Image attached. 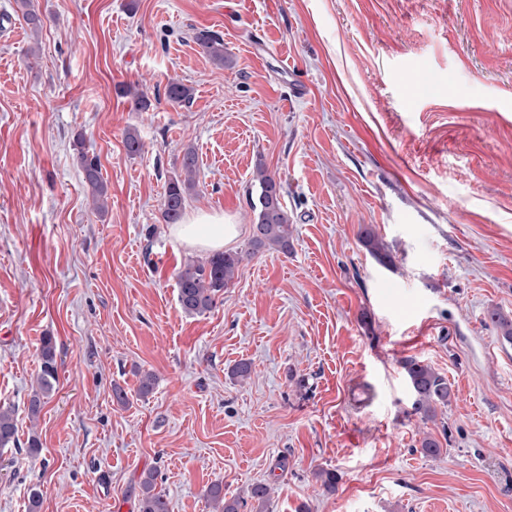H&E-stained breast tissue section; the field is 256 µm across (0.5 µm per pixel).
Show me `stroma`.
Here are the masks:
<instances>
[{
	"instance_id": "1",
	"label": "stroma",
	"mask_w": 512,
	"mask_h": 512,
	"mask_svg": "<svg viewBox=\"0 0 512 512\" xmlns=\"http://www.w3.org/2000/svg\"><path fill=\"white\" fill-rule=\"evenodd\" d=\"M32 3L36 30L0 0V406L19 439L0 449V512L34 488L40 512H137L151 470L171 512H211L214 483L269 485L268 512H512V342L490 319L512 320V0ZM173 80L189 103L166 98ZM188 147L184 212L239 224L230 250L252 236L259 163L293 230L201 316L176 284L199 254L161 213ZM46 336L58 382L34 421ZM408 358L452 386L435 419L412 411ZM196 40L199 46L214 60L224 64V40L216 32L203 30L198 33ZM75 146L76 160L83 173L84 182L88 186L93 206L98 213H102L106 208L108 188L102 177L99 158L86 151L82 139L77 138Z\"/></svg>"
}]
</instances>
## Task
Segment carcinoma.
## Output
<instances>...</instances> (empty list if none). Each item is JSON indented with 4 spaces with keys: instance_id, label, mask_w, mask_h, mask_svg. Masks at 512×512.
I'll list each match as a JSON object with an SVG mask.
<instances>
[{
    "instance_id": "obj_1",
    "label": "carcinoma",
    "mask_w": 512,
    "mask_h": 512,
    "mask_svg": "<svg viewBox=\"0 0 512 512\" xmlns=\"http://www.w3.org/2000/svg\"><path fill=\"white\" fill-rule=\"evenodd\" d=\"M196 40L208 56L220 63L226 61L224 40L218 33L203 30L198 33ZM166 93L168 99L175 103L190 99V90L176 81L168 83ZM75 146L76 160L88 186L93 206L97 212L102 213L106 208L108 188L102 177L99 158L86 151L82 139H76ZM181 168L184 178L175 177L169 180L163 196L162 217L167 224L180 222L186 195L194 186L198 161L193 149L189 148L183 153ZM256 179L257 196L251 202L255 223L247 251L222 252L204 262H186L177 274V299L184 314L195 316L209 312L216 304V296L232 283L244 257L269 250L284 254L291 250L292 224L282 203V184L261 167L257 168ZM362 241L380 262L390 261L389 254L383 251L378 239L370 231H364ZM56 357L55 340L51 336L44 337L40 349L41 370L37 387L28 404V413L33 418L39 415L45 399L55 390L58 379ZM402 368L413 393L414 413L428 419L435 413L436 407L448 405L451 386L447 378L416 359L404 361ZM16 431L14 411L0 406V448L16 445ZM156 479L157 475L153 472L146 473L141 479L138 512H170L167 494L157 489ZM205 496L212 512H241L250 500L265 504L268 501L269 486L254 484L247 490L246 495L227 499L224 497V486L213 484L207 488Z\"/></svg>"
}]
</instances>
